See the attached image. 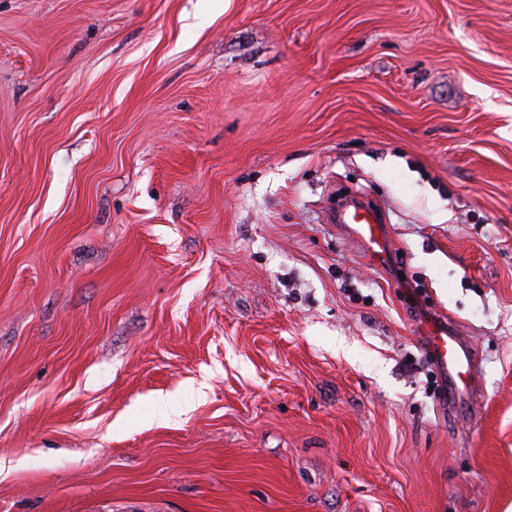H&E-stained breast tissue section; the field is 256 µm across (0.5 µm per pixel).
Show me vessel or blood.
Returning a JSON list of instances; mask_svg holds the SVG:
<instances>
[{"instance_id": "vessel-or-blood-1", "label": "vessel or blood", "mask_w": 512, "mask_h": 512, "mask_svg": "<svg viewBox=\"0 0 512 512\" xmlns=\"http://www.w3.org/2000/svg\"><path fill=\"white\" fill-rule=\"evenodd\" d=\"M335 220L366 247L376 263H384L391 256L383 215L370 203L347 204L338 212ZM427 345L434 362L447 374L453 393H466L476 387L478 372L475 355L451 326L439 324L432 328Z\"/></svg>"}]
</instances>
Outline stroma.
I'll use <instances>...</instances> for the list:
<instances>
[{
    "label": "stroma",
    "mask_w": 512,
    "mask_h": 512,
    "mask_svg": "<svg viewBox=\"0 0 512 512\" xmlns=\"http://www.w3.org/2000/svg\"><path fill=\"white\" fill-rule=\"evenodd\" d=\"M0 512H512V0H0ZM331 220L343 224L347 232L361 242L379 265L392 254L387 239L383 214L368 202L350 203L342 207L338 214H332ZM427 345L434 362L447 374L453 393H467L476 387L478 372L475 355L449 324L437 323L428 336Z\"/></svg>",
    "instance_id": "stroma-1"
}]
</instances>
